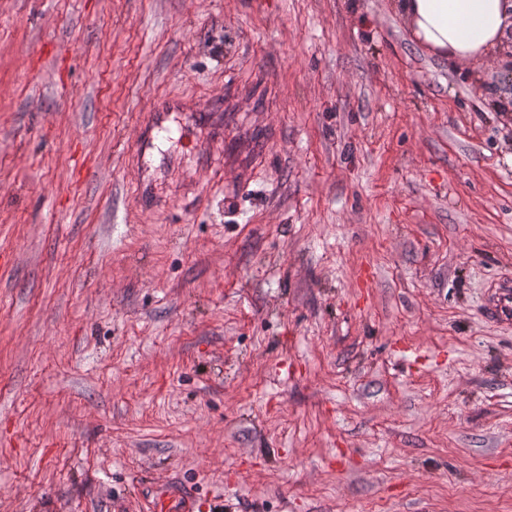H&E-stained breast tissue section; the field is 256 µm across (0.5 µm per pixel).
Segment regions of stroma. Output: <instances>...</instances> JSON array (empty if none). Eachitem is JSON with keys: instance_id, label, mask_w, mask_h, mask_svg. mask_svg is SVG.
I'll use <instances>...</instances> for the list:
<instances>
[{"instance_id": "35a3bbf8", "label": "stroma", "mask_w": 512, "mask_h": 512, "mask_svg": "<svg viewBox=\"0 0 512 512\" xmlns=\"http://www.w3.org/2000/svg\"><path fill=\"white\" fill-rule=\"evenodd\" d=\"M163 97L229 153L180 115L148 207ZM507 275L512 51L394 0H0V512H512ZM178 111V105L173 99H165L152 108L145 121L140 124L139 132L132 144L133 152L146 158L154 146V134L166 132L173 115ZM485 318L498 325L512 324V283L503 280L492 288L483 303Z\"/></svg>"}]
</instances>
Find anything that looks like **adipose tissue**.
Returning a JSON list of instances; mask_svg holds the SVG:
<instances>
[{
	"label": "adipose tissue",
	"mask_w": 512,
	"mask_h": 512,
	"mask_svg": "<svg viewBox=\"0 0 512 512\" xmlns=\"http://www.w3.org/2000/svg\"><path fill=\"white\" fill-rule=\"evenodd\" d=\"M415 42L440 58L481 62L512 33V0H395Z\"/></svg>",
	"instance_id": "obj_1"
}]
</instances>
